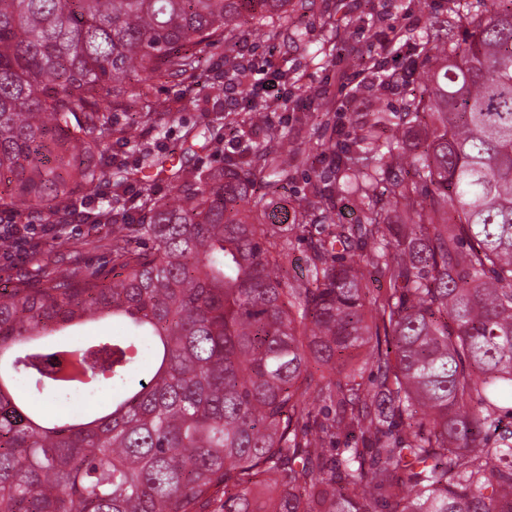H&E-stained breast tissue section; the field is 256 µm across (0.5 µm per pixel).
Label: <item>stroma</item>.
<instances>
[{
	"instance_id": "35a3bbf8",
	"label": "stroma",
	"mask_w": 512,
	"mask_h": 512,
	"mask_svg": "<svg viewBox=\"0 0 512 512\" xmlns=\"http://www.w3.org/2000/svg\"><path fill=\"white\" fill-rule=\"evenodd\" d=\"M309 9L289 4L288 15L273 17L240 29L234 56L239 63L253 62L286 72L284 100L265 114L263 126L251 127L242 108L224 109V122L242 134L246 145L257 149L269 142L267 128L284 136L283 146L300 160L281 176V187L269 198L274 229L290 233L295 213L307 203L310 183L333 184L336 153L361 134L372 113L396 112L406 99L427 83L417 62V45L435 18L455 20L451 0H309ZM335 36L337 51L325 57L320 48ZM224 54L209 56L207 81L187 86L176 80L157 85L154 93L162 103L158 113L142 119L129 130L130 142H109L106 154L121 158L128 168L143 167L142 148L169 154L175 162L190 165L215 163L212 151L185 140L187 128L215 118L212 106L224 99ZM193 107H186L187 99ZM357 197L339 192L331 210L317 209L315 222L306 234H290L291 244L283 261L289 285L307 274L310 240L328 236L335 223L364 221ZM71 246L52 249L54 236H45L31 248L25 260L0 253V289L16 281L36 283L50 273L83 266L112 272L109 256L101 249L110 239L108 224L88 226L78 221L60 225L56 236Z\"/></svg>"
}]
</instances>
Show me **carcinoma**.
<instances>
[{
	"label": "carcinoma",
	"mask_w": 512,
	"mask_h": 512,
	"mask_svg": "<svg viewBox=\"0 0 512 512\" xmlns=\"http://www.w3.org/2000/svg\"><path fill=\"white\" fill-rule=\"evenodd\" d=\"M288 2L0 0V205L59 216L113 166V113L151 115L155 83L194 85ZM484 2L341 151L366 223L310 241L305 284L255 173L292 160L262 148L84 214L112 225L111 281L0 290V512H512V0ZM185 139L220 152L223 118ZM87 388L112 395L97 415L41 407Z\"/></svg>",
	"instance_id": "carcinoma-1"
}]
</instances>
